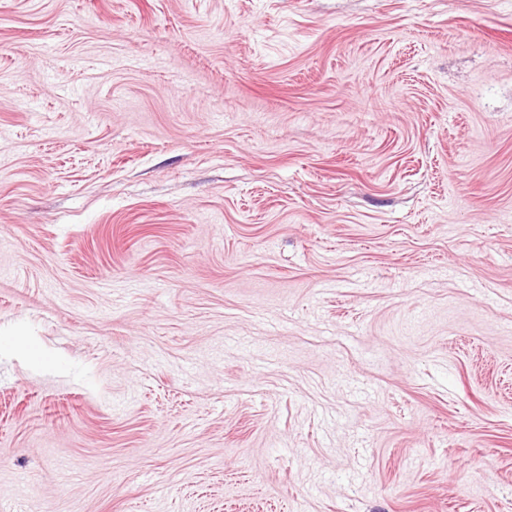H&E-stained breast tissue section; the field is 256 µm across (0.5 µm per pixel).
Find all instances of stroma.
I'll return each instance as SVG.
<instances>
[{"label":"stroma","instance_id":"1","mask_svg":"<svg viewBox=\"0 0 512 512\" xmlns=\"http://www.w3.org/2000/svg\"><path fill=\"white\" fill-rule=\"evenodd\" d=\"M0 512H512V0H0Z\"/></svg>","mask_w":512,"mask_h":512}]
</instances>
